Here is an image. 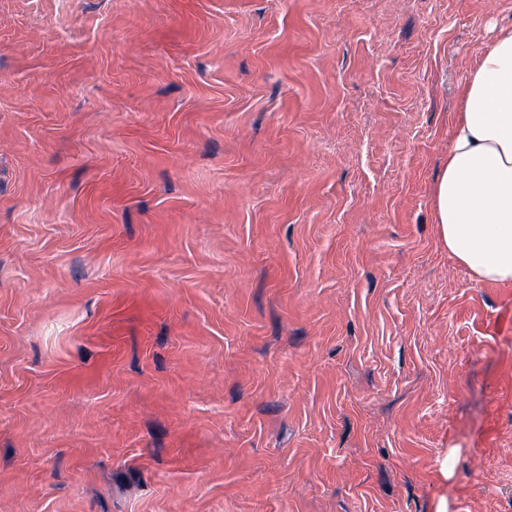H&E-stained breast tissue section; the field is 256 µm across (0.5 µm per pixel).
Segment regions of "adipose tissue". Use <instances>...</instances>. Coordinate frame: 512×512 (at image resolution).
<instances>
[{"label": "adipose tissue", "instance_id": "adipose-tissue-1", "mask_svg": "<svg viewBox=\"0 0 512 512\" xmlns=\"http://www.w3.org/2000/svg\"><path fill=\"white\" fill-rule=\"evenodd\" d=\"M461 101L433 189L435 219L473 280L512 283V28L496 30Z\"/></svg>", "mask_w": 512, "mask_h": 512}]
</instances>
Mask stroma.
<instances>
[{
  "label": "stroma",
  "instance_id": "35a3bbf8",
  "mask_svg": "<svg viewBox=\"0 0 512 512\" xmlns=\"http://www.w3.org/2000/svg\"><path fill=\"white\" fill-rule=\"evenodd\" d=\"M512 0H0V512H512V284L441 243Z\"/></svg>",
  "mask_w": 512,
  "mask_h": 512
}]
</instances>
